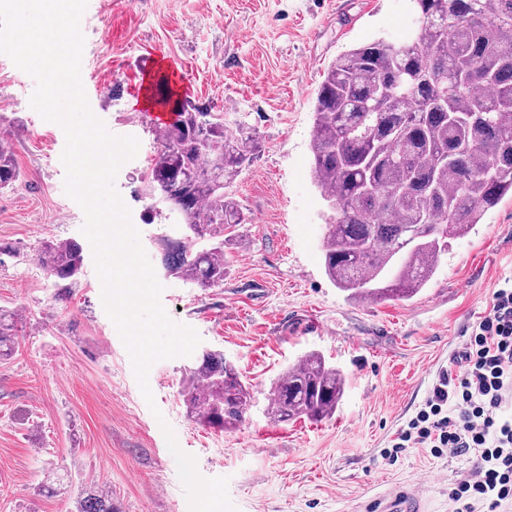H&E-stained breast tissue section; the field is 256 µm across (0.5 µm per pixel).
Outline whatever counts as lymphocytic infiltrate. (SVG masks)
<instances>
[{"instance_id": "lymphocytic-infiltrate-1", "label": "lymphocytic infiltrate", "mask_w": 512, "mask_h": 512, "mask_svg": "<svg viewBox=\"0 0 512 512\" xmlns=\"http://www.w3.org/2000/svg\"><path fill=\"white\" fill-rule=\"evenodd\" d=\"M457 373L439 375L424 408L400 428L386 459L408 448L479 453L472 477L449 483L453 512L512 501V282L497 288L462 345Z\"/></svg>"}]
</instances>
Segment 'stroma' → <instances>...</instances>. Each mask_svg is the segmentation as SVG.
I'll return each mask as SVG.
<instances>
[{
    "label": "stroma",
    "mask_w": 512,
    "mask_h": 512,
    "mask_svg": "<svg viewBox=\"0 0 512 512\" xmlns=\"http://www.w3.org/2000/svg\"><path fill=\"white\" fill-rule=\"evenodd\" d=\"M418 26L410 0H88L81 80L91 112L140 143L115 188L163 285L168 317L196 330L197 353H223L252 387L232 431L191 418L179 395L194 356L155 362L147 405L129 353L102 302L84 212L65 192L58 124L29 105L34 79L0 54V138L21 170L0 190V310L19 314L14 355L0 362V512H76L81 486L112 492L123 512H189L163 432L204 478L224 477L238 512H359L366 499L428 480L427 512H451L449 482L478 454L383 451L443 370L466 331L512 280V199L469 234L449 239L437 270L410 299L351 300L324 273V201L311 172L314 103L328 66L367 40L402 42ZM180 74L190 99L256 130L261 150L231 193L251 217L224 240V283L203 289L162 263L185 240L180 216L155 202L143 175L161 141L132 115L147 110L145 56ZM80 246L71 280L39 264L43 242ZM316 351L346 378L332 419L276 423L274 380ZM70 483L53 496L55 472Z\"/></svg>",
    "instance_id": "obj_1"
}]
</instances>
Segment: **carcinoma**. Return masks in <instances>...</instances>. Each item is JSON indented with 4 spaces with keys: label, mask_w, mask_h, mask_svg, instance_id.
<instances>
[{
    "label": "carcinoma",
    "mask_w": 512,
    "mask_h": 512,
    "mask_svg": "<svg viewBox=\"0 0 512 512\" xmlns=\"http://www.w3.org/2000/svg\"><path fill=\"white\" fill-rule=\"evenodd\" d=\"M417 31L400 43L374 38L336 57L316 95L311 175L323 191L324 270L354 298H410L434 274L448 239L467 234L512 198V0H412ZM146 174L153 195L192 233L163 263L203 288L224 284V237L248 217L226 192L258 153L254 129L228 135L224 119L177 103ZM20 170L0 139V189ZM73 242L44 243L38 261L59 280L80 267ZM15 314L0 311V360L15 352ZM252 388L224 355L204 352L183 379L188 414L231 430ZM343 373L309 352L274 382L278 423L332 418ZM77 512H121L112 494L87 486Z\"/></svg>",
    "instance_id": "cac0c4a2"
}]
</instances>
